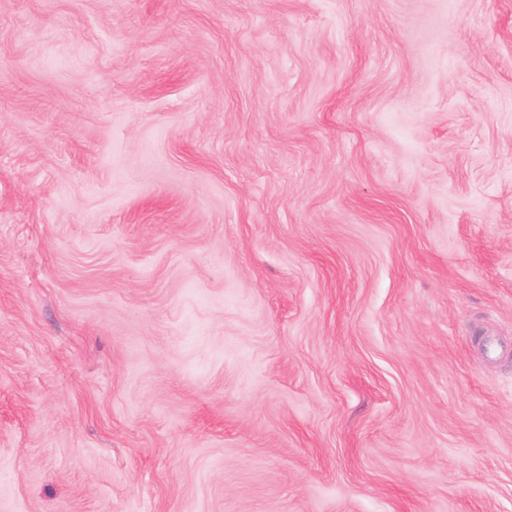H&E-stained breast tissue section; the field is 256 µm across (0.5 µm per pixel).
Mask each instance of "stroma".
Masks as SVG:
<instances>
[{"mask_svg":"<svg viewBox=\"0 0 512 512\" xmlns=\"http://www.w3.org/2000/svg\"><path fill=\"white\" fill-rule=\"evenodd\" d=\"M512 0H0V512H512Z\"/></svg>","mask_w":512,"mask_h":512,"instance_id":"stroma-1","label":"stroma"}]
</instances>
